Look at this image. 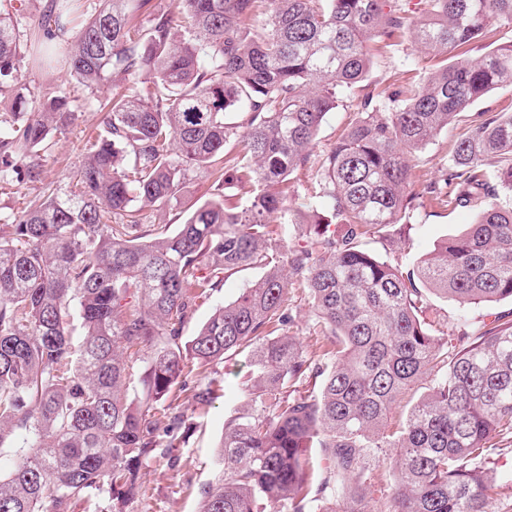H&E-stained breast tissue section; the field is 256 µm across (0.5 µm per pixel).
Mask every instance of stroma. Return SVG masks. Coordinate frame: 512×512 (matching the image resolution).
I'll return each instance as SVG.
<instances>
[{
  "label": "stroma",
  "instance_id": "stroma-1",
  "mask_svg": "<svg viewBox=\"0 0 512 512\" xmlns=\"http://www.w3.org/2000/svg\"><path fill=\"white\" fill-rule=\"evenodd\" d=\"M405 9L406 28L396 31L386 42L369 45L372 64L365 80L368 88L394 92L414 86L446 63L444 57L419 51L411 39L412 26L422 18L420 0H405ZM26 84L34 97L39 96L45 87L57 85L84 102L75 122L65 134L55 138L52 148L43 158L44 184L55 188L67 186L71 172L84 157L87 142L103 134L104 114L97 107L95 94L69 73L30 68L26 71ZM362 90L357 88L341 94L338 106L328 112L324 120L313 149L314 156L326 154L335 145L358 110ZM457 133L458 129L454 126L442 131L414 160L412 180L418 199L410 218L412 229L401 232L399 241L393 245L373 244V252L383 259L394 264H409L431 251L443 239L462 233L482 211L483 200L475 199L467 206L451 210L442 207L426 191L427 185L439 177ZM218 194L236 198L241 190L231 184L215 183L208 175L195 174L183 186L174 209L152 213L148 221L162 225L182 223L190 206ZM257 276L254 270L235 273L225 280L222 288L197 299L187 314L183 337L192 336L218 304L234 299L240 288ZM430 303L439 316L441 331L452 346L456 345L463 329H477L493 320L495 314L512 312V302L508 300L473 308L465 314L449 299L434 296ZM288 308L294 319L290 334L308 349H317L322 342V333L314 324L307 294L298 286H291L288 291ZM250 372L248 356L243 353L210 367L209 377L215 389L210 406L197 408L189 395H181L180 401L194 423L192 436L176 450L183 464L173 469L160 458L145 460L140 470V481L147 492L129 504L128 512H198L203 489L224 470L218 448L224 429V416L244 387Z\"/></svg>",
  "mask_w": 512,
  "mask_h": 512
}]
</instances>
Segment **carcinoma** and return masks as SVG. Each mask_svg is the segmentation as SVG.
I'll list each match as a JSON object with an SVG mask.
<instances>
[{"label": "carcinoma", "mask_w": 512, "mask_h": 512, "mask_svg": "<svg viewBox=\"0 0 512 512\" xmlns=\"http://www.w3.org/2000/svg\"><path fill=\"white\" fill-rule=\"evenodd\" d=\"M0 0V179L42 183V155L83 106L47 87L27 97L28 63L106 89L105 135L68 189L36 195L0 226V512H127L142 461L175 466L188 416L211 402L208 366L249 353L253 383L224 417V476L200 512H512L491 440L512 441V319L459 346L429 295L470 307L512 301V113L461 128L431 185L445 207L487 199L478 220L401 270L366 247L409 219L410 162L493 88L512 85V43L454 60L400 96L368 91L346 134L316 162L314 209L286 205L341 92L366 80V42L404 26L397 0H180L142 25L140 0H52L27 30ZM422 49L452 53L512 27V0H424ZM237 112L241 123L224 122ZM231 139L240 150L225 152ZM247 188L203 202L173 231L147 223L190 173ZM279 224H272V218ZM302 231L285 251L274 237ZM258 269L182 340L189 304L227 275ZM305 285L324 343L284 333L288 284ZM85 334L72 339L71 318ZM314 380L317 393L298 386ZM424 393L392 419L408 391ZM322 451L320 465L311 449ZM392 482L372 497L376 471Z\"/></svg>", "instance_id": "obj_1"}]
</instances>
